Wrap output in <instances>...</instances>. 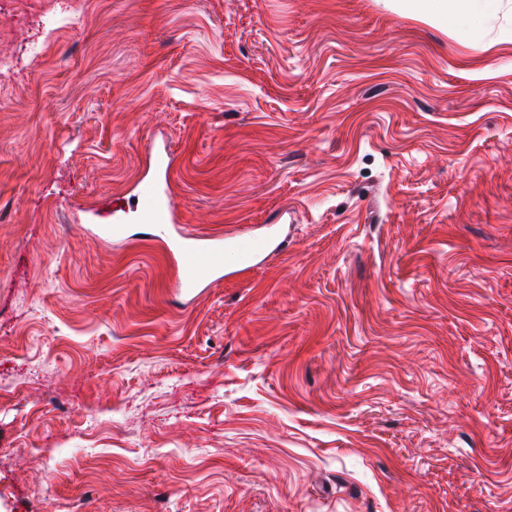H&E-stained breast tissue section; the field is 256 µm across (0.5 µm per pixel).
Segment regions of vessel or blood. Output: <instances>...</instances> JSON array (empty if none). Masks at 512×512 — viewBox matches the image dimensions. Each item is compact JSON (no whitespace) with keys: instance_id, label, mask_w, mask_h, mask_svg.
I'll use <instances>...</instances> for the list:
<instances>
[{"instance_id":"obj_1","label":"vessel or blood","mask_w":512,"mask_h":512,"mask_svg":"<svg viewBox=\"0 0 512 512\" xmlns=\"http://www.w3.org/2000/svg\"><path fill=\"white\" fill-rule=\"evenodd\" d=\"M172 164L160 162L155 177L144 182L139 190L143 201L142 223L167 229L174 221V209L169 199V178ZM268 236L240 235L232 241L220 236L182 234L172 240L178 257L179 271L175 287L190 294L209 281L221 278L227 257H234L237 266L248 268L269 251Z\"/></svg>"}]
</instances>
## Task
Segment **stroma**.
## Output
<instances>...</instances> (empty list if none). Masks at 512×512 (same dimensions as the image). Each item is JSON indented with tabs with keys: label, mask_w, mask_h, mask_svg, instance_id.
<instances>
[{
	"label": "stroma",
	"mask_w": 512,
	"mask_h": 512,
	"mask_svg": "<svg viewBox=\"0 0 512 512\" xmlns=\"http://www.w3.org/2000/svg\"><path fill=\"white\" fill-rule=\"evenodd\" d=\"M473 9L0 0V512H512V0ZM160 152L168 234L286 250L176 292ZM172 163L161 161L157 167L156 176L144 182L139 189V195L143 201V209L140 214L142 224H150L161 230L167 229L169 224H174V209L169 199V178Z\"/></svg>",
	"instance_id": "1"
}]
</instances>
